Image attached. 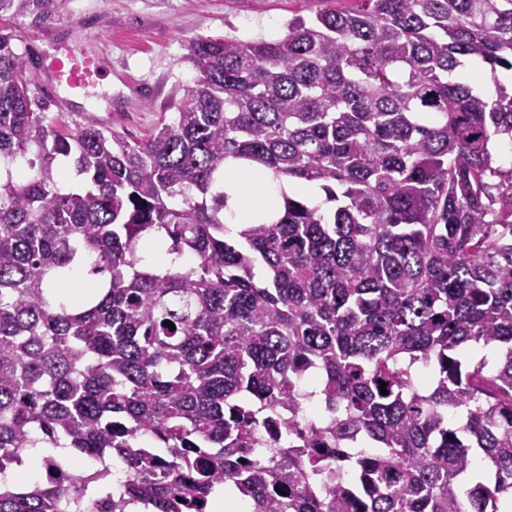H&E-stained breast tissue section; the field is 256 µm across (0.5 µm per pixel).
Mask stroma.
Returning <instances> with one entry per match:
<instances>
[{
    "label": "stroma",
    "mask_w": 512,
    "mask_h": 512,
    "mask_svg": "<svg viewBox=\"0 0 512 512\" xmlns=\"http://www.w3.org/2000/svg\"><path fill=\"white\" fill-rule=\"evenodd\" d=\"M318 7L317 0H63L44 23L7 13L0 28L23 52L97 53L111 67L112 83L85 98L96 111L91 123L140 141L170 112L175 88L194 79V39L275 38L288 19Z\"/></svg>",
    "instance_id": "obj_1"
}]
</instances>
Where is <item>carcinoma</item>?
Returning a JSON list of instances; mask_svg holds the SVG:
<instances>
[{
    "mask_svg": "<svg viewBox=\"0 0 512 512\" xmlns=\"http://www.w3.org/2000/svg\"><path fill=\"white\" fill-rule=\"evenodd\" d=\"M355 2L197 38L135 142L58 126L0 29V475L38 445L56 469L0 512H213L223 486L249 512H512V0ZM229 161L324 200L227 224Z\"/></svg>",
    "mask_w": 512,
    "mask_h": 512,
    "instance_id": "1",
    "label": "carcinoma"
}]
</instances>
